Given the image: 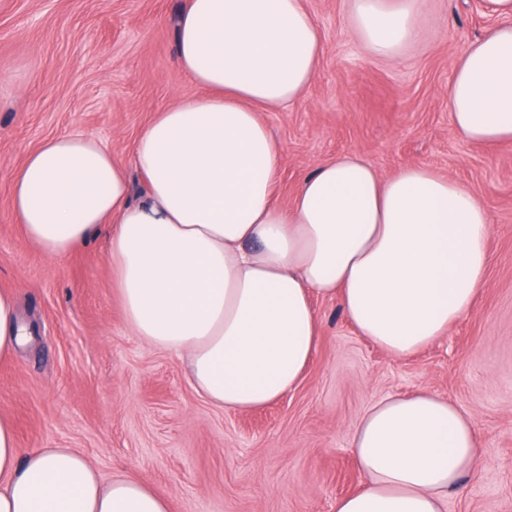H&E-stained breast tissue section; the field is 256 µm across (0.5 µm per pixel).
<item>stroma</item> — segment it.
<instances>
[{"mask_svg":"<svg viewBox=\"0 0 512 512\" xmlns=\"http://www.w3.org/2000/svg\"><path fill=\"white\" fill-rule=\"evenodd\" d=\"M187 0H0V288L15 289L31 341L0 362V415L19 446L72 448L102 479L124 473L170 512H334L364 477L352 430L376 401L428 391L471 417L478 460L445 512H512V143L458 137L446 89L460 55L498 23L485 0H426L395 58L357 37L350 0H305L323 41L317 74L292 106L264 112L289 203L312 169L359 153L379 175L426 165L481 200L490 267L473 308L445 336L395 358L360 336L338 300L314 305L322 332L301 383L250 412L214 408L185 366L127 326L112 284L108 229L69 257L22 236L13 175L43 141L74 132L130 164L137 133L191 85L175 28Z\"/></svg>","mask_w":512,"mask_h":512,"instance_id":"35a3bbf8","label":"stroma"}]
</instances>
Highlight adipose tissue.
Listing matches in <instances>:
<instances>
[{"instance_id": "1", "label": "adipose tissue", "mask_w": 512, "mask_h": 512, "mask_svg": "<svg viewBox=\"0 0 512 512\" xmlns=\"http://www.w3.org/2000/svg\"><path fill=\"white\" fill-rule=\"evenodd\" d=\"M422 0H352L357 35L390 58L409 45ZM504 24L474 42L448 84L454 132L512 141V0H487ZM322 38L304 0H188L176 55L193 86L136 137L146 194L132 202L124 165L95 137H55L12 181L27 241L61 259L110 226L112 276L130 330L183 360L212 405L246 412L292 391L320 336L318 299L396 358L444 336L470 311L490 257L488 213L455 178L415 165L380 176L351 153L318 164L291 204L261 111L310 85ZM31 332L0 291V358ZM364 476L335 512H443L473 471L476 427L430 392L374 403L352 432ZM0 512H170L127 475L102 480L71 448L21 453L0 417Z\"/></svg>"}]
</instances>
